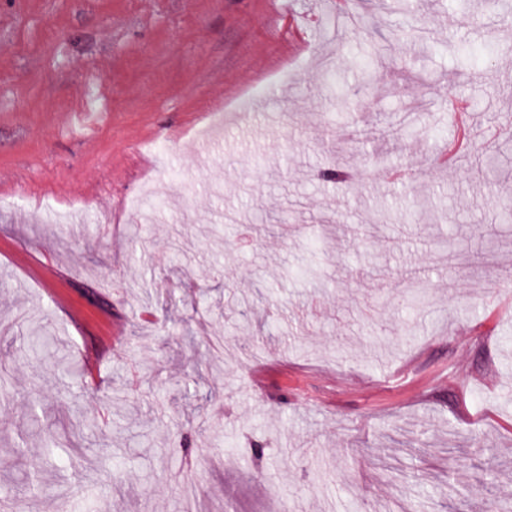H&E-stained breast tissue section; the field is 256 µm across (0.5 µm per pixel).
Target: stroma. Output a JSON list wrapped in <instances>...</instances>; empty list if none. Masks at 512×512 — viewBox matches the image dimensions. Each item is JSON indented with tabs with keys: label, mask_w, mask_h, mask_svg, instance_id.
<instances>
[{
	"label": "stroma",
	"mask_w": 512,
	"mask_h": 512,
	"mask_svg": "<svg viewBox=\"0 0 512 512\" xmlns=\"http://www.w3.org/2000/svg\"><path fill=\"white\" fill-rule=\"evenodd\" d=\"M324 2L0 0V486L25 512H183L184 481L193 512H512V294L485 288L512 284V21L361 0L327 29ZM452 95L474 136L448 172ZM38 322L82 387L24 357ZM83 425L74 467L47 442Z\"/></svg>",
	"instance_id": "1"
}]
</instances>
